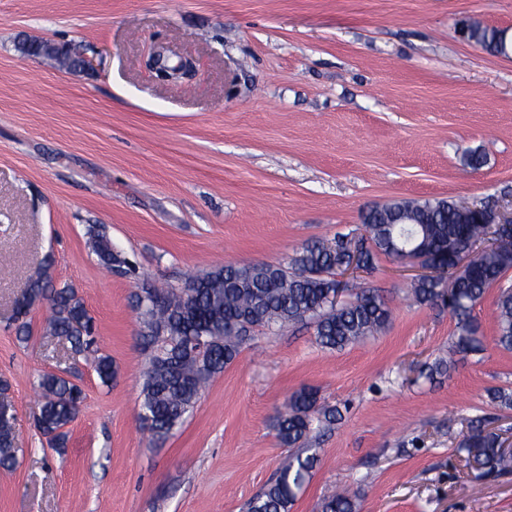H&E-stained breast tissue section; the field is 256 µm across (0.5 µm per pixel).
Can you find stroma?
Returning a JSON list of instances; mask_svg holds the SVG:
<instances>
[{
    "mask_svg": "<svg viewBox=\"0 0 512 512\" xmlns=\"http://www.w3.org/2000/svg\"><path fill=\"white\" fill-rule=\"evenodd\" d=\"M512 40V0H0V380L17 464L0 469V512H241L288 450L285 399L319 391L340 416L316 426L319 461L292 512H320L335 488L359 512H512V472L484 476L457 448L472 423L512 435V351L497 347L498 288L475 308L484 351L428 379L455 332L447 310L410 294L418 263L381 255L365 286L387 329L341 351L312 324L257 334L163 440L139 418L146 356L132 294L179 288L227 265L286 263L311 241L364 236L363 213L395 199L512 205V53L464 38L471 22ZM49 40L89 59L68 71L21 53ZM197 75L149 72L154 47ZM486 157L465 165L472 150ZM104 227L134 267L89 246ZM49 272L94 320L118 375L103 385L32 307ZM83 390L63 453L35 425L41 375Z\"/></svg>",
    "mask_w": 512,
    "mask_h": 512,
    "instance_id": "obj_1",
    "label": "stroma"
}]
</instances>
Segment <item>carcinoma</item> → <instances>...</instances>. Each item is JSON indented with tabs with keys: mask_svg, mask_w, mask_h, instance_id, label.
<instances>
[{
	"mask_svg": "<svg viewBox=\"0 0 512 512\" xmlns=\"http://www.w3.org/2000/svg\"><path fill=\"white\" fill-rule=\"evenodd\" d=\"M469 39L488 51L501 52L497 29L478 23L466 27ZM18 49L27 55L43 56L59 67L76 70L80 57L68 49L60 50L46 42L23 39ZM367 236L364 245L369 264L378 254L402 260L398 246L409 257H437L446 261V277L437 282H416L413 300L420 305L438 306L446 299L448 312L456 319L448 357L432 365L444 373L456 354L484 350V336L472 317L474 307L486 291L499 288L496 301L494 343L512 350V285L506 280L512 270V228L503 227L487 237V228L477 223L471 206L455 200L403 199L375 205L363 215ZM475 239L484 247L462 270L455 269L451 254L463 239ZM93 251L107 266H126L112 250L106 236L93 237ZM347 262V252L338 243L315 242L292 258L286 267L257 263L243 270L228 265L193 276L199 282L194 294L153 287L159 304L146 301L151 331L143 337L148 351V366L143 372L140 417L154 438L167 436L202 397L209 380L224 371L254 335L310 321L318 345L342 350L386 329L391 311L373 290L357 286L346 301H336L341 283L335 269ZM51 297L49 325L55 336H63L74 355L93 352L92 366L104 384L112 382L116 368L110 356L98 353L90 335L93 319L83 302L70 288H55L48 279L29 285L20 306ZM40 399L34 410L37 428L62 445V429L78 415L82 389L72 381L52 373L39 379ZM334 409L319 403L313 389L292 393L277 417V437L285 448L293 449L275 477L243 506V512H291L299 493L309 483L318 462L309 452V436L316 422L333 423ZM502 436L482 425L471 427L458 446V452L475 459L486 475H498L512 468V452L504 449ZM14 426L0 419V468L14 467ZM322 512H359L357 496L346 491L328 495Z\"/></svg>",
	"mask_w": 512,
	"mask_h": 512,
	"instance_id": "1",
	"label": "carcinoma"
}]
</instances>
